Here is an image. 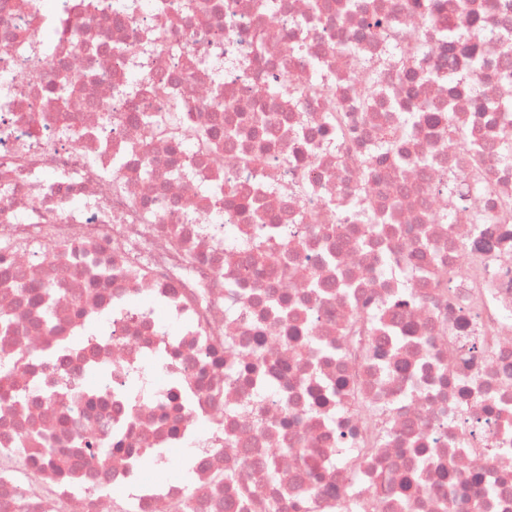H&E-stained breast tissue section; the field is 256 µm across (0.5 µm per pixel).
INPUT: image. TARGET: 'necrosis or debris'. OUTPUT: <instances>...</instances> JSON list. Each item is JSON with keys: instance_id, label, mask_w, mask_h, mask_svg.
Returning a JSON list of instances; mask_svg holds the SVG:
<instances>
[{"instance_id": "1", "label": "necrosis or debris", "mask_w": 512, "mask_h": 512, "mask_svg": "<svg viewBox=\"0 0 512 512\" xmlns=\"http://www.w3.org/2000/svg\"><path fill=\"white\" fill-rule=\"evenodd\" d=\"M195 1L0 0V512H512V0Z\"/></svg>"}]
</instances>
